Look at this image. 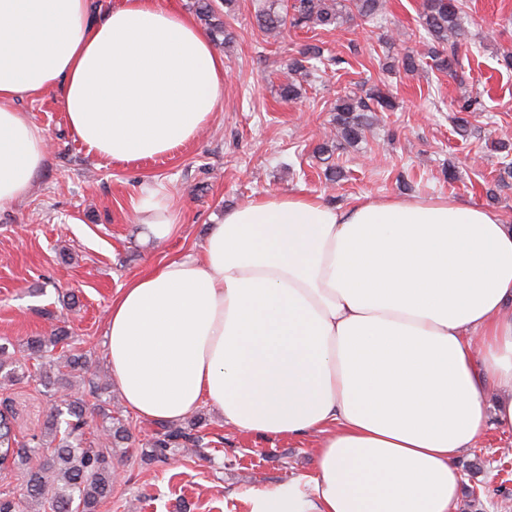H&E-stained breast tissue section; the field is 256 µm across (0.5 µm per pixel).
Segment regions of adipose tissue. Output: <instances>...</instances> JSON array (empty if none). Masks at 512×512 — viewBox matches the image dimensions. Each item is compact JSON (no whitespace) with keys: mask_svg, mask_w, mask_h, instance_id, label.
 <instances>
[{"mask_svg":"<svg viewBox=\"0 0 512 512\" xmlns=\"http://www.w3.org/2000/svg\"><path fill=\"white\" fill-rule=\"evenodd\" d=\"M53 92L88 154L150 158L216 112L224 59L155 0L97 17L0 0V207L48 160L19 103ZM135 209L155 239L175 231L161 188ZM105 346L144 421L208 404L235 430L317 437L313 472L249 491L250 512H454L461 455L488 422L512 433V221L455 198L267 192L120 289Z\"/></svg>","mask_w":512,"mask_h":512,"instance_id":"adipose-tissue-1","label":"adipose tissue"}]
</instances>
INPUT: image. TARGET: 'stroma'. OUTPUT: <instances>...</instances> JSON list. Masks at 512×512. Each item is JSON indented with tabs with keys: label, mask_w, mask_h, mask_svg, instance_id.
Segmentation results:
<instances>
[{
	"label": "stroma",
	"mask_w": 512,
	"mask_h": 512,
	"mask_svg": "<svg viewBox=\"0 0 512 512\" xmlns=\"http://www.w3.org/2000/svg\"><path fill=\"white\" fill-rule=\"evenodd\" d=\"M267 0H233L224 18V98L196 139L171 154L131 161L89 155L70 130L54 95L22 107L44 128L50 155L30 192L0 207V344L28 362V338L65 327L93 362V380L77 382L85 399L110 383L105 353L112 298L131 279L162 261L198 252L226 209L268 191H298L328 204L359 196H443L512 218V178L503 175L512 148V0H467L464 38L471 53L465 80L425 60L404 72L402 57L421 50L423 0H384L381 21L346 15L327 31L286 27L268 44L255 14ZM306 44L323 51L300 99L283 102L289 58ZM377 87L395 111L375 113L358 143L322 152L338 97ZM480 95L486 109L467 113L459 129L458 100ZM340 173L329 181V170ZM163 184L178 228L157 242L134 204L145 184ZM19 441L43 432L52 403L36 378L0 383ZM112 414L129 426L132 457L116 458L119 480L101 512H249L248 490H276L312 473L310 438H267L228 429L201 406L202 446L167 460L141 454L153 427L136 418L120 395ZM512 436L487 428L459 459L464 490L455 512H496L512 499V456L498 458Z\"/></svg>",
	"instance_id": "35a3bbf8"
}]
</instances>
